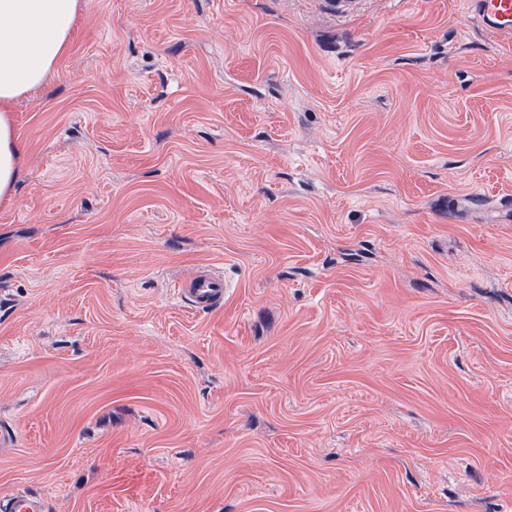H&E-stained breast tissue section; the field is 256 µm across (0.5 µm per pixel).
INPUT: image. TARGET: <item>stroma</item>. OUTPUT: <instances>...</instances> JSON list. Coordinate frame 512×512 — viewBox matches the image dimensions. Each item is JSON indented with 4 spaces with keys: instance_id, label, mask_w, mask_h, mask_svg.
I'll return each instance as SVG.
<instances>
[{
    "instance_id": "obj_1",
    "label": "stroma",
    "mask_w": 512,
    "mask_h": 512,
    "mask_svg": "<svg viewBox=\"0 0 512 512\" xmlns=\"http://www.w3.org/2000/svg\"><path fill=\"white\" fill-rule=\"evenodd\" d=\"M14 118L0 495L512 512V41L468 0H83ZM178 290L182 301L196 310H208L221 305L227 292L224 279L209 271L195 273Z\"/></svg>"
}]
</instances>
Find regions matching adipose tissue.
<instances>
[{
  "instance_id": "obj_1",
  "label": "adipose tissue",
  "mask_w": 512,
  "mask_h": 512,
  "mask_svg": "<svg viewBox=\"0 0 512 512\" xmlns=\"http://www.w3.org/2000/svg\"><path fill=\"white\" fill-rule=\"evenodd\" d=\"M82 0H0V202L27 172L13 126L16 103L39 89L68 52Z\"/></svg>"
}]
</instances>
